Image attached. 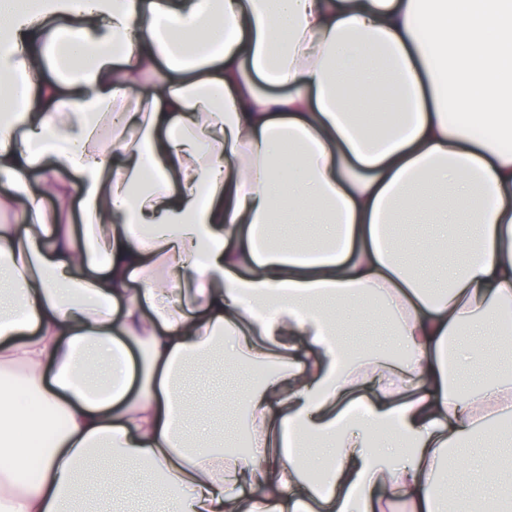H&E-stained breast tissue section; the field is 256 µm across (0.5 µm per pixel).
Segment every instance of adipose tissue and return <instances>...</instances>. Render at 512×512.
<instances>
[{
    "label": "adipose tissue",
    "instance_id": "1",
    "mask_svg": "<svg viewBox=\"0 0 512 512\" xmlns=\"http://www.w3.org/2000/svg\"><path fill=\"white\" fill-rule=\"evenodd\" d=\"M509 107L512 0H0V512H75L98 448L163 512H512L467 454L512 412ZM216 347L265 369L245 457L187 426Z\"/></svg>",
    "mask_w": 512,
    "mask_h": 512
}]
</instances>
